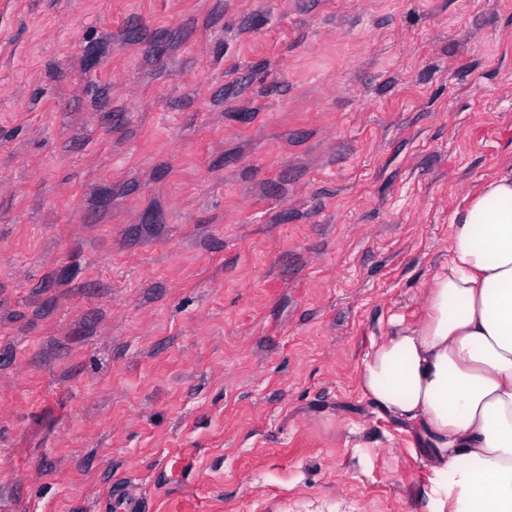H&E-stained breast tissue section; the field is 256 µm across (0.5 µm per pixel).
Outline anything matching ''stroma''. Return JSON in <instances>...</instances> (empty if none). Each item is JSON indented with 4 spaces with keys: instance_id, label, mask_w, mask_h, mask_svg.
Returning a JSON list of instances; mask_svg holds the SVG:
<instances>
[{
    "instance_id": "stroma-1",
    "label": "stroma",
    "mask_w": 512,
    "mask_h": 512,
    "mask_svg": "<svg viewBox=\"0 0 512 512\" xmlns=\"http://www.w3.org/2000/svg\"><path fill=\"white\" fill-rule=\"evenodd\" d=\"M512 165V0H0V512H430L359 375Z\"/></svg>"
}]
</instances>
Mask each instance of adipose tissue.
<instances>
[{"instance_id":"ef3b65f1","label":"adipose tissue","mask_w":512,"mask_h":512,"mask_svg":"<svg viewBox=\"0 0 512 512\" xmlns=\"http://www.w3.org/2000/svg\"><path fill=\"white\" fill-rule=\"evenodd\" d=\"M452 224L426 320L396 324L374 345L360 384L422 425L433 512H512V167L481 184Z\"/></svg>"}]
</instances>
